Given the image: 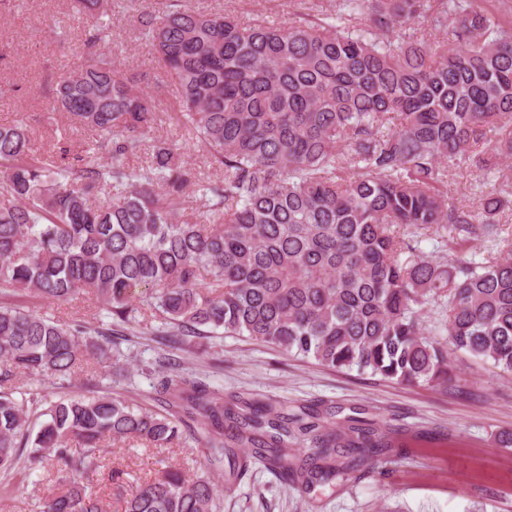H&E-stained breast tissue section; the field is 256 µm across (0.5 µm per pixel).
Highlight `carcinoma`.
I'll return each instance as SVG.
<instances>
[{
	"label": "carcinoma",
	"instance_id": "obj_1",
	"mask_svg": "<svg viewBox=\"0 0 512 512\" xmlns=\"http://www.w3.org/2000/svg\"><path fill=\"white\" fill-rule=\"evenodd\" d=\"M87 16L81 69L60 77L55 106L96 132L77 163L38 157L22 123L0 125V296L83 298L107 321L62 324L0 302V471L55 470L35 512H106L103 444L170 448L184 418L205 426L206 472L118 491L123 512H219L224 483L253 461L306 491L392 448L375 422L328 428L318 409L224 395L158 364L161 407L102 393L56 400L17 385L112 372L113 328L149 317L151 335L186 349L247 336L333 370L448 388L450 354L512 373V191L483 187L512 162V28L478 0H339L336 13L288 27L244 25L171 0L142 34L176 86L185 123L224 178L196 177L174 145L128 160L156 122L148 96L102 49L112 0H75ZM476 173L480 206L448 201V172ZM207 221L184 217L189 186ZM396 225L439 233L423 257ZM476 242L491 244L480 260ZM442 302L448 342L420 312ZM312 434L299 458L288 434Z\"/></svg>",
	"mask_w": 512,
	"mask_h": 512
}]
</instances>
